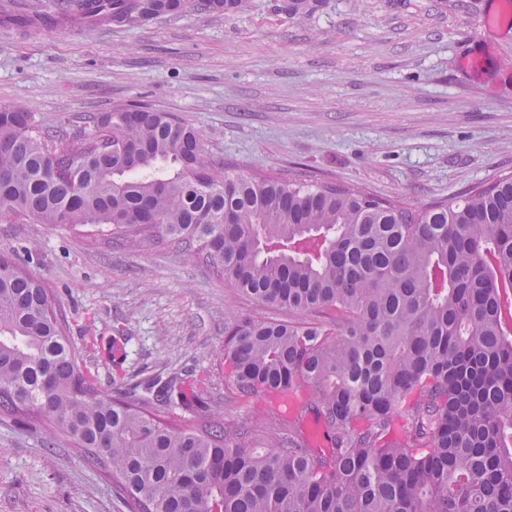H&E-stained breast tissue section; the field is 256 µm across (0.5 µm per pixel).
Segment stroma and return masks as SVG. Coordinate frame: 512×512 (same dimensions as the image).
Returning a JSON list of instances; mask_svg holds the SVG:
<instances>
[{
    "label": "stroma",
    "instance_id": "35a3bbf8",
    "mask_svg": "<svg viewBox=\"0 0 512 512\" xmlns=\"http://www.w3.org/2000/svg\"><path fill=\"white\" fill-rule=\"evenodd\" d=\"M60 0H0V108L71 133L137 104L201 131L206 152L252 174L333 181L411 206L512 175L507 0H183L147 21L59 25ZM0 253L59 301L103 394L179 377L225 423L275 416L224 367L234 318L288 320L211 262L156 237L132 246L85 228L0 220ZM0 512H130L70 439L0 414Z\"/></svg>",
    "mask_w": 512,
    "mask_h": 512
}]
</instances>
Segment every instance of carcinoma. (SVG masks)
Segmentation results:
<instances>
[{
	"mask_svg": "<svg viewBox=\"0 0 512 512\" xmlns=\"http://www.w3.org/2000/svg\"><path fill=\"white\" fill-rule=\"evenodd\" d=\"M246 0H202L207 10ZM182 0H75L61 17L134 23ZM78 136L0 109V216L160 233L243 294L309 314L225 329L238 391L306 388L304 413L172 424L136 389L99 394L55 295L0 254V414L67 434L131 512H512V176L407 206L368 192L215 166L167 112L91 113ZM321 422L328 452L310 447ZM403 437L387 440L395 420Z\"/></svg>",
	"mask_w": 512,
	"mask_h": 512,
	"instance_id": "cac0c4a2",
	"label": "carcinoma"
}]
</instances>
